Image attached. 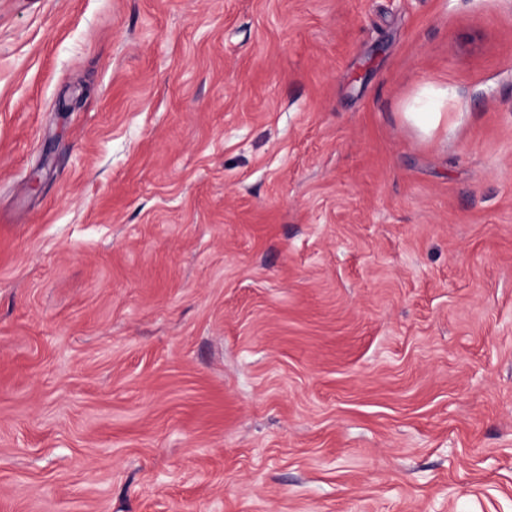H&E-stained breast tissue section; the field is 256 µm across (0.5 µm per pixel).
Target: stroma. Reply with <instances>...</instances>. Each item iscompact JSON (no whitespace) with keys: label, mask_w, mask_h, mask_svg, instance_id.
Listing matches in <instances>:
<instances>
[{"label":"stroma","mask_w":512,"mask_h":512,"mask_svg":"<svg viewBox=\"0 0 512 512\" xmlns=\"http://www.w3.org/2000/svg\"><path fill=\"white\" fill-rule=\"evenodd\" d=\"M0 512H512V0H0Z\"/></svg>","instance_id":"35a3bbf8"}]
</instances>
